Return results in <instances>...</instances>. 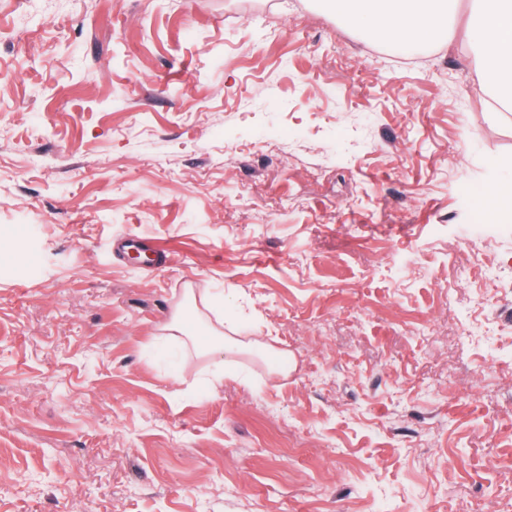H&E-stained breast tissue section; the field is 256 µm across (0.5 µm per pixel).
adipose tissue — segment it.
<instances>
[{"label":"adipose tissue","mask_w":512,"mask_h":512,"mask_svg":"<svg viewBox=\"0 0 512 512\" xmlns=\"http://www.w3.org/2000/svg\"><path fill=\"white\" fill-rule=\"evenodd\" d=\"M453 0H327L345 24L369 21L373 34L407 48L448 28ZM480 60V88L512 109V0H478L473 27Z\"/></svg>","instance_id":"adipose-tissue-1"}]
</instances>
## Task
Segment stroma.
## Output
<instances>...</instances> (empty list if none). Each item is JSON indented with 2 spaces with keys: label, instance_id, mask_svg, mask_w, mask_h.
<instances>
[{
  "label": "stroma",
  "instance_id": "obj_1",
  "mask_svg": "<svg viewBox=\"0 0 512 512\" xmlns=\"http://www.w3.org/2000/svg\"><path fill=\"white\" fill-rule=\"evenodd\" d=\"M472 11L408 52L324 0H0V512H512ZM121 248L126 252H149L153 261L160 266L171 262V254L164 248L156 245L155 241L135 232L128 233L121 240ZM164 330L167 336H183L189 338L195 349L210 357H218L224 354L227 346H238L239 342L231 336H224L223 329L218 328L206 334L199 336L195 328L189 326L180 316L165 326Z\"/></svg>",
  "mask_w": 512,
  "mask_h": 512
}]
</instances>
